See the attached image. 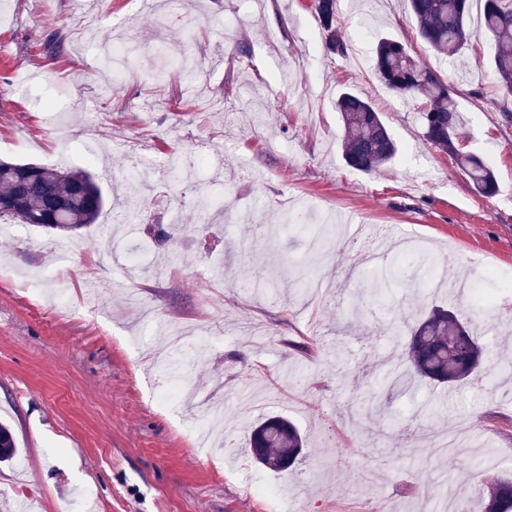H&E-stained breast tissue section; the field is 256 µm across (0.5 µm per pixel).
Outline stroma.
Instances as JSON below:
<instances>
[{
  "label": "stroma",
  "mask_w": 512,
  "mask_h": 512,
  "mask_svg": "<svg viewBox=\"0 0 512 512\" xmlns=\"http://www.w3.org/2000/svg\"><path fill=\"white\" fill-rule=\"evenodd\" d=\"M311 4L0 0V159L84 170L107 197L91 226L0 233V422L19 448L0 463V512L27 496L40 512H74L81 488L97 512H428L448 482L481 512L473 483L512 473V325L456 303L483 324L495 371L448 391L382 380L395 349L385 329L448 302L447 288H429L444 253L455 250L457 275L481 260L512 276V96L493 69L484 0H470L471 38L453 58L418 36L409 0H337L348 52L330 54ZM52 34L57 59L44 50ZM384 36L457 87L460 142L493 170L494 196L377 80ZM347 90L369 98L402 150L370 174L342 156ZM180 154L212 164L175 181ZM130 195L143 199L132 215ZM411 237L432 246L427 262H405L400 284L375 296L364 253ZM202 324L210 353L182 367L198 398L224 405L216 462L193 447L196 401L171 413L153 399L168 327L193 336ZM377 402L385 415L373 419ZM276 413L307 437L290 475L248 453L254 424ZM459 425L497 466L465 443L430 456L425 438Z\"/></svg>",
  "instance_id": "35a3bbf8"
}]
</instances>
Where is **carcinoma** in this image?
I'll use <instances>...</instances> for the list:
<instances>
[{"instance_id":"obj_1","label":"carcinoma","mask_w":512,"mask_h":512,"mask_svg":"<svg viewBox=\"0 0 512 512\" xmlns=\"http://www.w3.org/2000/svg\"><path fill=\"white\" fill-rule=\"evenodd\" d=\"M419 36L440 55L452 57L468 42L467 0H410ZM312 9L324 33L329 53L344 56L347 46L338 35L336 0H313ZM483 26L494 46L493 66L502 89L512 94V0H485ZM377 78L400 96L419 102L423 136L448 154L483 196L496 192L493 172L481 159L461 147L458 131L463 117L454 100L455 88L438 72L422 65L400 41L382 38L375 48ZM343 125V155L347 165L372 173L390 163L398 146L382 115L359 93L348 90L336 100ZM102 192L85 171L65 174L33 163L0 160V218L21 224L69 232L96 223L103 209ZM386 335L406 340L399 365L413 376L453 387L481 370L490 359L483 346L455 314L432 309L413 327L391 325ZM253 460L273 473L294 467L303 450L297 426L280 415L258 422L251 431ZM18 453L11 429L0 423V462ZM483 512H512V476L481 481Z\"/></svg>"}]
</instances>
